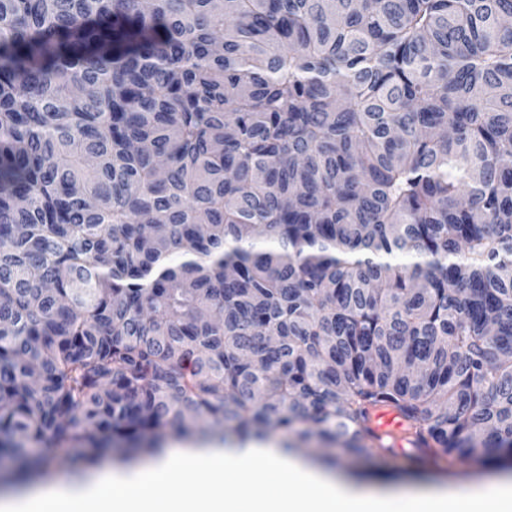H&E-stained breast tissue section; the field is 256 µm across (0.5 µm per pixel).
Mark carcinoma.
I'll return each instance as SVG.
<instances>
[{
	"label": "carcinoma",
	"instance_id": "1",
	"mask_svg": "<svg viewBox=\"0 0 512 512\" xmlns=\"http://www.w3.org/2000/svg\"><path fill=\"white\" fill-rule=\"evenodd\" d=\"M381 404L512 464V0H0V461Z\"/></svg>",
	"mask_w": 512,
	"mask_h": 512
}]
</instances>
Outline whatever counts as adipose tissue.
I'll return each mask as SVG.
<instances>
[{"label":"adipose tissue","instance_id":"ef3b65f1","mask_svg":"<svg viewBox=\"0 0 512 512\" xmlns=\"http://www.w3.org/2000/svg\"><path fill=\"white\" fill-rule=\"evenodd\" d=\"M177 469L192 474V481L159 499L158 487ZM256 472L264 477L260 490L226 495L225 485L244 483ZM0 512H512V472L464 485L379 492L347 485L265 443L207 444L131 470L108 469L84 483L61 480L1 496Z\"/></svg>","mask_w":512,"mask_h":512}]
</instances>
